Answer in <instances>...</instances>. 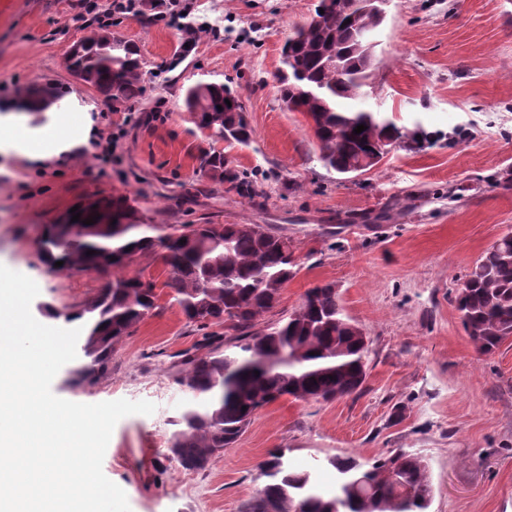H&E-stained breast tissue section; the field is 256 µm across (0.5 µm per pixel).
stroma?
<instances>
[{
    "label": "stroma",
    "instance_id": "1",
    "mask_svg": "<svg viewBox=\"0 0 512 512\" xmlns=\"http://www.w3.org/2000/svg\"><path fill=\"white\" fill-rule=\"evenodd\" d=\"M88 2L0 0V117H10L18 88L47 82L64 89L59 106L72 115L65 153L41 160L0 147V264L38 284L33 316L57 309L52 324L65 327L64 312L82 308L107 280L47 265L36 247L44 225L87 199L123 194L146 224H261L288 237L300 269L280 310L330 282L370 338L359 393L281 398L208 469L183 470L167 440L192 396L174 377L202 334L173 302L161 259L137 258L129 271L155 284L158 309L119 341L106 377L75 384L72 361L52 382L73 402L155 404L152 415L117 423L103 459L131 512H243L273 448L330 491V456L411 452L430 469L429 512H512V338L479 354L455 303L477 259L512 232V0H390L367 104L397 126H422L430 140L395 147L350 179L322 165L307 118L286 110L275 88L282 45L317 0H178L200 33L171 71L179 23L146 25L110 13L106 0L92 11ZM101 23L145 61L142 95L126 106L134 117L121 126L111 103L65 66L68 48ZM200 81L240 93L253 140L222 150L230 167L263 183L265 200L197 174L202 142L183 94ZM110 132L115 158L103 165L95 144Z\"/></svg>",
    "mask_w": 512,
    "mask_h": 512
}]
</instances>
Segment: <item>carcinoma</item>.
Returning a JSON list of instances; mask_svg holds the SVG:
<instances>
[{
  "instance_id": "1",
  "label": "carcinoma",
  "mask_w": 512,
  "mask_h": 512,
  "mask_svg": "<svg viewBox=\"0 0 512 512\" xmlns=\"http://www.w3.org/2000/svg\"><path fill=\"white\" fill-rule=\"evenodd\" d=\"M315 25L297 26L282 49L278 93L290 112L312 121L319 159L338 174L363 173L379 160L369 147L383 139L410 150L427 134L401 130L392 120L365 105L376 45L359 37L378 30L384 18L371 9L355 16L337 8L336 0H318ZM350 23H345V20ZM339 58L342 71L326 65ZM144 62L138 50L112 36L105 24L82 39L70 69L79 81L112 105L142 93ZM63 92L49 83L25 89L19 107L42 112L58 103ZM184 107L198 137L217 143L232 138L248 145L253 139L239 96L222 82H198L185 90ZM363 124L367 129L357 134ZM203 176L224 181L237 195L252 199L258 191L246 175L227 167L224 154L203 149L197 155ZM80 220L69 231L45 226L38 249L47 264L63 262L77 270L112 269V278L96 298L64 314L86 329L82 351L84 376L108 371L114 344L158 308L155 285L137 274H125L136 258L162 251L171 289L187 322L199 330L222 327L234 332L231 344L218 332H206L195 349L183 354L187 369L175 382L193 402L171 420L168 452L182 469L206 470L232 447L255 413L276 400H334L361 390L367 376L369 347L358 325L346 313L333 283L308 289L302 302L265 327L259 319L275 312L281 290L300 264L291 242L261 224H169L161 233L142 224L123 195L99 198L79 209ZM97 217L92 225L83 220ZM186 243H181V240ZM95 254L89 255L87 251ZM462 325L482 354H490L512 337V234L495 241L466 274L456 298ZM283 354L288 363L268 376L239 370L230 381V365ZM286 449L274 448L258 465L259 485L247 512H428L434 489L425 461L399 451L361 463L352 456L328 457L336 470V487L324 492L309 471L289 468Z\"/></svg>"
}]
</instances>
